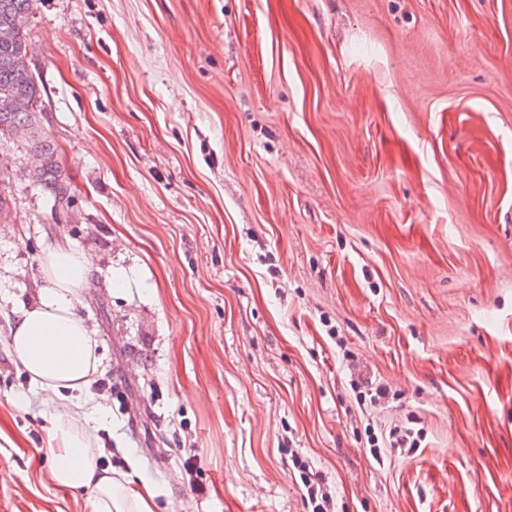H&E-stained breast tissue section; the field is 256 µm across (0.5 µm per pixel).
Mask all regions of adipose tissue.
I'll use <instances>...</instances> for the list:
<instances>
[{
  "label": "adipose tissue",
  "mask_w": 512,
  "mask_h": 512,
  "mask_svg": "<svg viewBox=\"0 0 512 512\" xmlns=\"http://www.w3.org/2000/svg\"><path fill=\"white\" fill-rule=\"evenodd\" d=\"M41 266L45 283L39 301L15 317L11 352L33 383L60 397L88 387L100 366L98 342L76 312L80 293L91 283L92 262L83 252L58 246L44 253ZM79 419L72 410L55 417L58 451L49 465L51 481L61 488L91 491L93 512H154L152 486L92 461L94 438Z\"/></svg>",
  "instance_id": "1"
}]
</instances>
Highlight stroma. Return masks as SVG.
<instances>
[{
	"label": "stroma",
	"instance_id": "obj_1",
	"mask_svg": "<svg viewBox=\"0 0 512 512\" xmlns=\"http://www.w3.org/2000/svg\"><path fill=\"white\" fill-rule=\"evenodd\" d=\"M28 28L77 207L0 139V512H92L10 349L58 243L110 384L71 399L157 512H308L295 453L335 512H512V0H36Z\"/></svg>",
	"mask_w": 512,
	"mask_h": 512
}]
</instances>
